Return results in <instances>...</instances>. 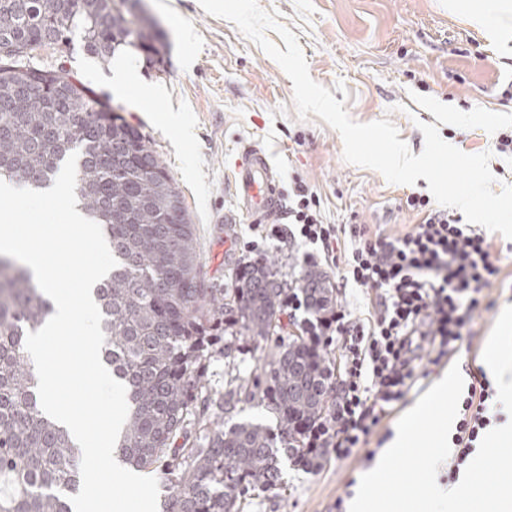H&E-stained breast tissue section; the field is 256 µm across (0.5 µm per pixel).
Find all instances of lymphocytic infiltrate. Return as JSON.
I'll return each instance as SVG.
<instances>
[{"label":"lymphocytic infiltrate","instance_id":"obj_1","mask_svg":"<svg viewBox=\"0 0 512 512\" xmlns=\"http://www.w3.org/2000/svg\"><path fill=\"white\" fill-rule=\"evenodd\" d=\"M406 203L421 214L420 224L402 234H374L364 224L325 222L316 192L298 179L283 202L282 223L263 231L283 243L310 244L304 264L324 262L336 270L337 287L353 283L369 292L359 317L339 307L304 325L312 340L340 349L334 403L306 441L325 457L346 460L363 449L417 378L457 353L473 313L493 306L484 290L500 267L486 233L423 196ZM492 397L486 372L478 371L461 403L458 464L490 423Z\"/></svg>","mask_w":512,"mask_h":512}]
</instances>
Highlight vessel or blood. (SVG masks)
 Segmentation results:
<instances>
[{
  "mask_svg": "<svg viewBox=\"0 0 512 512\" xmlns=\"http://www.w3.org/2000/svg\"><path fill=\"white\" fill-rule=\"evenodd\" d=\"M235 187L241 212L266 217L280 213L282 194L265 150L250 146L235 162Z\"/></svg>",
  "mask_w": 512,
  "mask_h": 512,
  "instance_id": "b4317fda",
  "label": "vessel or blood"
}]
</instances>
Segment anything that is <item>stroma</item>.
<instances>
[{"mask_svg": "<svg viewBox=\"0 0 512 512\" xmlns=\"http://www.w3.org/2000/svg\"><path fill=\"white\" fill-rule=\"evenodd\" d=\"M297 36L312 78L344 100L349 116L368 123L389 119L413 154L424 137L418 122L436 125L441 137L474 154L491 152L493 191L512 184V154L500 153V133L512 131V44L487 41L483 31L448 0H258ZM128 18L154 20L160 68L141 55L116 52L100 65L75 48L61 59L43 51L39 62L64 64L75 77L122 106L125 119L150 140L179 186L199 244V273L208 287L231 288L244 263L240 247L260 228L239 213L232 184L236 155L243 146L266 148L280 180L289 189L303 179L317 192L326 222L349 220L394 234L418 224L408 196L428 195L426 179L412 185L389 183L372 169L347 163L339 133L320 117H299L291 80L248 40L234 23L208 15L199 0H131ZM344 90H337V83ZM158 92L140 101L142 88ZM236 223L224 221L226 213ZM501 274L487 293L495 305L476 312L471 334L455 359L461 372L483 363L482 353L501 311L512 305V239L490 236ZM304 243L263 242L260 256L273 263L284 283L304 272ZM238 352H215L207 379L224 402L225 423H260L276 429L275 415L236 394L235 377L252 378L271 349L241 340ZM371 461L323 459L308 470L283 463V487L275 494L247 497L241 512H330L336 499L350 500L355 481Z\"/></svg>", "mask_w": 512, "mask_h": 512, "instance_id": "stroma-1", "label": "stroma"}]
</instances>
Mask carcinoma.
Listing matches in <instances>:
<instances>
[{"label":"carcinoma","instance_id":"1","mask_svg":"<svg viewBox=\"0 0 512 512\" xmlns=\"http://www.w3.org/2000/svg\"><path fill=\"white\" fill-rule=\"evenodd\" d=\"M84 50L105 65L121 47L161 63L156 38L114 9V0H0V180L51 186L78 153L76 198L97 222L117 266L94 287L105 335L103 362L126 387L128 416L115 446L137 469L161 472L163 512H239L243 499L282 485L281 455L314 468L303 429L327 411L330 367L301 336L278 325L288 289L265 262L233 288L199 277L198 240L174 178L146 136L113 111L112 100L64 66L32 69L30 52ZM302 291L315 315L335 305L326 275L307 270ZM54 313L33 273L0 255V512H71L79 450L46 415L26 336ZM240 336L274 343L276 353L250 384L278 433L252 422L221 428L206 418V363ZM206 426L205 442L191 438Z\"/></svg>","mask_w":512,"mask_h":512}]
</instances>
